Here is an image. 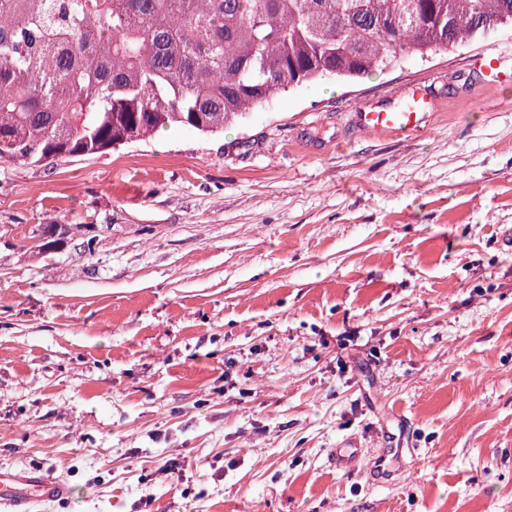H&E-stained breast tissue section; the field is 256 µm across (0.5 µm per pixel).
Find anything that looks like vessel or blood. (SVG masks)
Masks as SVG:
<instances>
[{
	"mask_svg": "<svg viewBox=\"0 0 512 512\" xmlns=\"http://www.w3.org/2000/svg\"><path fill=\"white\" fill-rule=\"evenodd\" d=\"M431 101L415 91L403 108L396 111L365 112L361 124L370 132L409 133L421 129ZM70 489L62 480L38 470H16L0 475V512H34L46 503L65 500Z\"/></svg>",
	"mask_w": 512,
	"mask_h": 512,
	"instance_id": "1",
	"label": "vessel or blood"
}]
</instances>
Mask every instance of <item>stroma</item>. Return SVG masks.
I'll return each mask as SVG.
<instances>
[{
	"label": "stroma",
	"instance_id": "stroma-1",
	"mask_svg": "<svg viewBox=\"0 0 512 512\" xmlns=\"http://www.w3.org/2000/svg\"><path fill=\"white\" fill-rule=\"evenodd\" d=\"M487 54L512 74V30L208 135L0 164V471L73 487L43 512H512V83ZM421 85L423 133L359 132Z\"/></svg>",
	"mask_w": 512,
	"mask_h": 512
}]
</instances>
